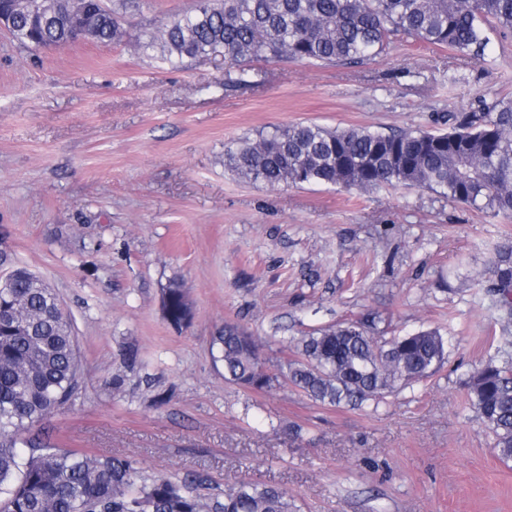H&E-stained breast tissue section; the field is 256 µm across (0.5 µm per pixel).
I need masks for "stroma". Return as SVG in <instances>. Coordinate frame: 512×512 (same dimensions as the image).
Masks as SVG:
<instances>
[{"mask_svg":"<svg viewBox=\"0 0 512 512\" xmlns=\"http://www.w3.org/2000/svg\"><path fill=\"white\" fill-rule=\"evenodd\" d=\"M195 6L131 0L109 45L23 48L0 30V246L69 309L83 374L35 433L130 458L147 481L201 474L220 494L256 480L298 512H512V459L466 386L512 358V326L477 285L512 221L427 190L273 189L224 166L225 148L278 125L437 128L476 94L512 92V34L489 31L482 58L404 40L357 66L173 70L137 50ZM172 283L194 310L181 330L160 306ZM362 317L385 337L439 330L447 361L376 405L288 381L283 339ZM227 321L265 341L271 387L213 363Z\"/></svg>","mask_w":512,"mask_h":512,"instance_id":"stroma-1","label":"stroma"}]
</instances>
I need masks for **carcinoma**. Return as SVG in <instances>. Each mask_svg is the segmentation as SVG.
<instances>
[{
    "instance_id": "carcinoma-1",
    "label": "carcinoma",
    "mask_w": 512,
    "mask_h": 512,
    "mask_svg": "<svg viewBox=\"0 0 512 512\" xmlns=\"http://www.w3.org/2000/svg\"><path fill=\"white\" fill-rule=\"evenodd\" d=\"M93 0H59L50 19L17 12L13 41L34 48L67 44ZM512 32V0H197L191 14L174 15L142 50H158L175 68L184 60L287 59L298 63L362 64L393 37L484 55L486 26ZM123 38L119 12L98 8L94 42ZM468 111L450 112L446 130L383 133L362 127L297 123L276 127L225 150L238 177L269 187L309 184L370 192L430 190L490 217L512 219V98L480 95ZM479 285L499 297L512 322V239L494 247ZM161 307L175 328L192 323L186 293L162 289ZM299 358L288 380L312 400L362 406L429 378L446 360L447 340L435 329L381 340L360 319L283 342ZM264 341L236 323L210 343L224 378L254 391L274 381ZM83 383L77 337L57 292L25 267L0 280V512H292L285 493L241 479L223 494L200 493L207 479L137 482L131 460L57 448L26 433L74 400ZM468 402L512 459V367L488 364L469 377Z\"/></svg>"
}]
</instances>
